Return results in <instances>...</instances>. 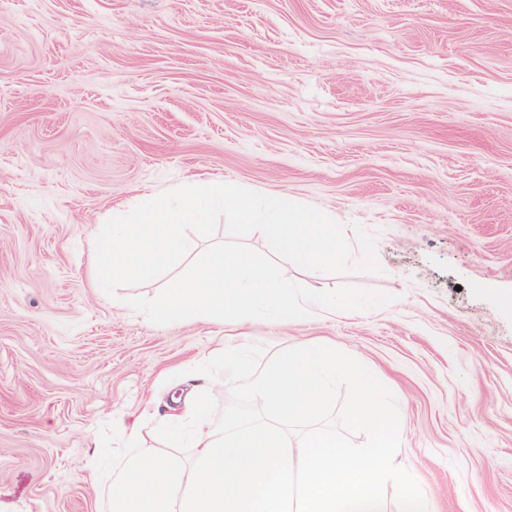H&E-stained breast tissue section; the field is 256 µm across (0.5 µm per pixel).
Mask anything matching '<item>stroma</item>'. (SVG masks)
Instances as JSON below:
<instances>
[{
	"label": "stroma",
	"mask_w": 512,
	"mask_h": 512,
	"mask_svg": "<svg viewBox=\"0 0 512 512\" xmlns=\"http://www.w3.org/2000/svg\"><path fill=\"white\" fill-rule=\"evenodd\" d=\"M217 180L374 235L395 302L168 325L90 286L138 195ZM512 0H0V512H106L90 440L160 446L186 370L326 342L394 394L428 512H512Z\"/></svg>",
	"instance_id": "obj_1"
}]
</instances>
